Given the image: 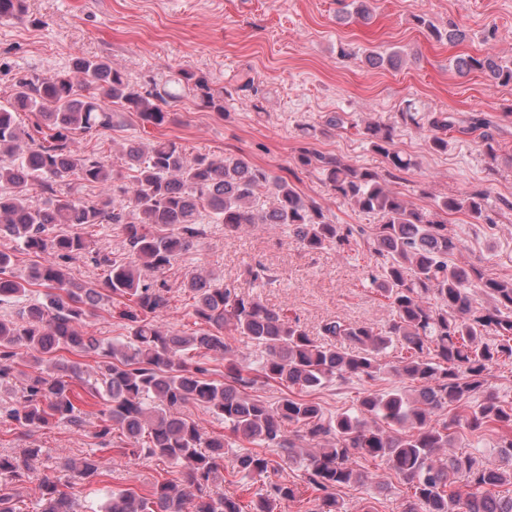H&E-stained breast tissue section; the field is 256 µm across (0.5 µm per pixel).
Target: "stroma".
<instances>
[{
    "mask_svg": "<svg viewBox=\"0 0 512 512\" xmlns=\"http://www.w3.org/2000/svg\"><path fill=\"white\" fill-rule=\"evenodd\" d=\"M368 6L373 19L364 24L354 16L352 0H27L26 18L0 20V102L10 94L16 73L66 72L77 55L109 58L140 85L190 67L223 91L225 117L186 97L174 123L156 128L122 115L114 128L82 141V148L100 152L117 171L126 141L147 145L164 138L177 142L190 158L232 153L279 175L295 168L305 146L381 172L383 159L361 130L370 122L393 126L397 149L413 164L387 177L388 187L427 212L440 198L486 190L489 222L478 224L463 215L448 219L460 243L453 260L512 280V84H490L478 72L461 77L451 67L457 55L488 49L512 63V0H369ZM421 17L441 29L458 24L468 39L455 47L436 43L418 25ZM492 26L497 38L489 44L485 32ZM371 51L397 53L402 63L393 69L369 67L365 56ZM245 77L253 82L247 92L239 89ZM407 99L423 116H489L497 158L484 152L476 136L457 132L449 133L445 152H432L426 129L400 120ZM332 115L341 118V126L327 127ZM309 126L319 128L318 139L302 137V128ZM297 187L335 223L367 227L378 221L336 199L318 173L302 172ZM259 265L270 278L257 284L249 272ZM368 271L369 255L356 244L310 251L284 226L269 230L258 224L230 236L223 225L208 224L193 248L161 276L170 289L163 322L177 330L192 327V301L180 287L201 274L256 295L269 307L287 309L313 337L333 319L380 330L391 309L371 285ZM184 412L204 433L228 440L225 494L246 502L257 498L262 481L231 475L244 441L202 408L189 404ZM23 448L41 451L32 463L36 479L55 470L65 456L103 459V474L74 490L79 512H91L111 492H140L181 472L175 464L125 456L91 430L65 422L25 431L0 419V451ZM357 466L369 480L340 492L345 512H363L367 505L377 512H401L405 487L387 463L361 458Z\"/></svg>",
    "mask_w": 512,
    "mask_h": 512,
    "instance_id": "obj_1",
    "label": "stroma"
}]
</instances>
